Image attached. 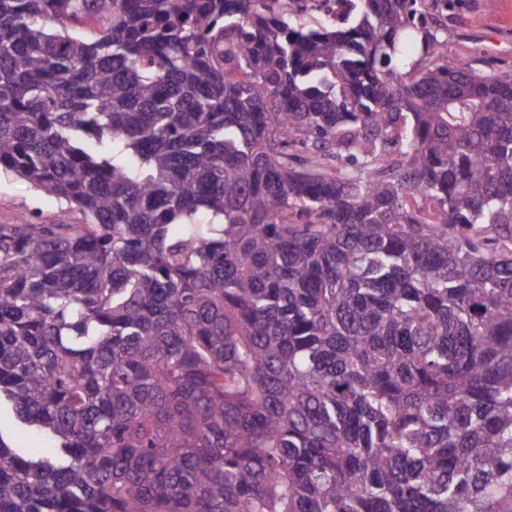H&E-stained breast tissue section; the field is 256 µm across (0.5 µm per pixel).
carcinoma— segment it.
<instances>
[{
    "label": "carcinoma",
    "instance_id": "cac0c4a2",
    "mask_svg": "<svg viewBox=\"0 0 512 512\" xmlns=\"http://www.w3.org/2000/svg\"><path fill=\"white\" fill-rule=\"evenodd\" d=\"M351 2L0 0V512H512V73ZM348 7L343 0H290L288 8L301 17L321 16L336 20ZM62 207L56 198L35 191L25 181L1 175L0 224H14L25 214L34 224H54ZM0 432L14 448H42L46 445L36 431L18 425L10 410L4 406L0 409Z\"/></svg>",
    "mask_w": 512,
    "mask_h": 512
}]
</instances>
